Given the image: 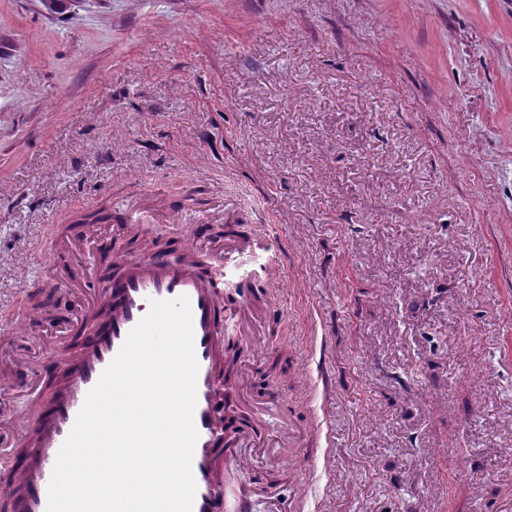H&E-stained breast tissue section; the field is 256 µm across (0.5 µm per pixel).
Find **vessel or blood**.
<instances>
[{
    "mask_svg": "<svg viewBox=\"0 0 512 512\" xmlns=\"http://www.w3.org/2000/svg\"><path fill=\"white\" fill-rule=\"evenodd\" d=\"M251 247L249 235L226 238L224 249L209 265L186 261L190 243L179 245L178 254L126 253L121 270L98 277L89 270L82 286L88 308L107 302L109 313L94 324L90 335L79 340V363L70 372L60 395L38 401L28 420L38 443L18 470L27 486L23 512H47L48 487L58 452L70 434L89 391L123 346L129 332L149 312L154 300L187 296L193 324V345L198 363L194 424L198 431L192 473L196 492L192 512H224L226 492L217 483L216 466L251 471V449L266 441L253 425L245 424L231 435L224 432V377L218 365V340L239 326L250 309L249 302L225 303L224 284Z\"/></svg>",
    "mask_w": 512,
    "mask_h": 512,
    "instance_id": "1",
    "label": "vessel or blood"
}]
</instances>
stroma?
I'll use <instances>...</instances> for the list:
<instances>
[{
  "instance_id": "obj_1",
  "label": "stroma",
  "mask_w": 512,
  "mask_h": 512,
  "mask_svg": "<svg viewBox=\"0 0 512 512\" xmlns=\"http://www.w3.org/2000/svg\"><path fill=\"white\" fill-rule=\"evenodd\" d=\"M134 201L113 254L274 243L250 512H512V0H0V475L74 354L52 243Z\"/></svg>"
}]
</instances>
